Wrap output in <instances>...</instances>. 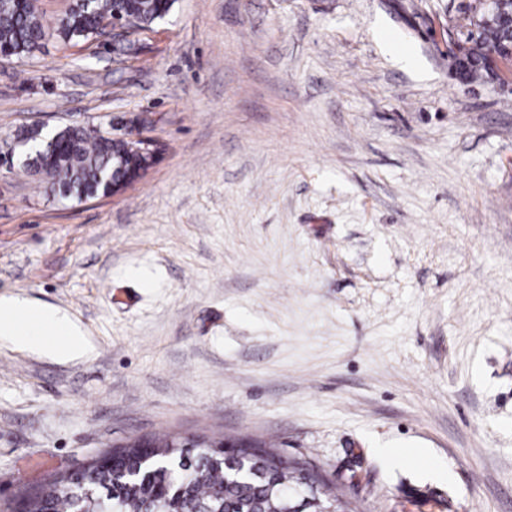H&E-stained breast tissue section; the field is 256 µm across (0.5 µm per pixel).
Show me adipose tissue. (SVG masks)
Returning <instances> with one entry per match:
<instances>
[{
    "label": "adipose tissue",
    "instance_id": "obj_1",
    "mask_svg": "<svg viewBox=\"0 0 512 512\" xmlns=\"http://www.w3.org/2000/svg\"><path fill=\"white\" fill-rule=\"evenodd\" d=\"M0 336L59 357L76 356L85 349L82 332L64 315L13 297L0 299Z\"/></svg>",
    "mask_w": 512,
    "mask_h": 512
}]
</instances>
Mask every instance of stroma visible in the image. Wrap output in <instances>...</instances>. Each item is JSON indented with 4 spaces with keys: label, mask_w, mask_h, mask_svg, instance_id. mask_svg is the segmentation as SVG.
Masks as SVG:
<instances>
[{
    "label": "stroma",
    "mask_w": 512,
    "mask_h": 512,
    "mask_svg": "<svg viewBox=\"0 0 512 512\" xmlns=\"http://www.w3.org/2000/svg\"><path fill=\"white\" fill-rule=\"evenodd\" d=\"M460 0H175L133 48L0 61V139L160 146L86 202L0 170V512L135 436L262 441L358 512H512V66L460 82ZM24 321L49 325L60 337L48 344L40 333L25 328ZM0 336L17 340L30 349L50 351L59 357L80 355L85 350L82 332L64 315L51 307L13 297L0 299Z\"/></svg>",
    "instance_id": "obj_1"
}]
</instances>
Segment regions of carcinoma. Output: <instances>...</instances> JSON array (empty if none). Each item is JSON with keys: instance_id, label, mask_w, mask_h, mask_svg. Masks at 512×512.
Wrapping results in <instances>:
<instances>
[{"instance_id": "obj_1", "label": "carcinoma", "mask_w": 512, "mask_h": 512, "mask_svg": "<svg viewBox=\"0 0 512 512\" xmlns=\"http://www.w3.org/2000/svg\"><path fill=\"white\" fill-rule=\"evenodd\" d=\"M174 2L133 0L129 25L151 28ZM114 7V0L77 3L51 33L65 43L92 39ZM51 33L40 0H0V48L12 57H32ZM506 43L503 24L484 28L460 53L452 54L459 77L466 82L490 77L491 63ZM16 140L29 150L25 172L40 174V159H50L53 174L42 183L54 193L76 187L108 194L112 178L140 163L123 139L105 136L99 126H66L50 136L24 129ZM165 439L156 438L152 448L141 447L137 440L114 447L24 497L18 512H75L77 494L86 485L95 487L96 497L85 512H343L317 475L288 464L270 448H175Z\"/></svg>"}]
</instances>
